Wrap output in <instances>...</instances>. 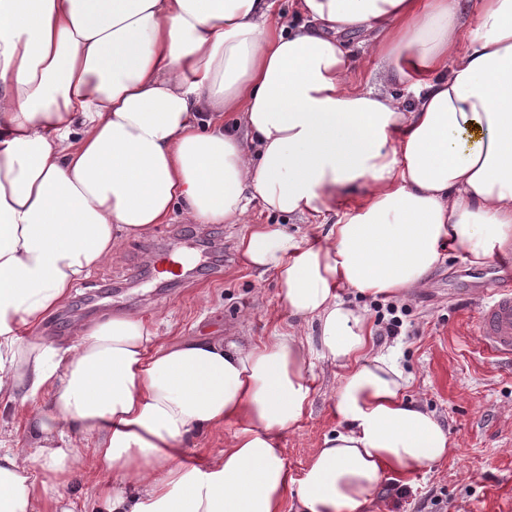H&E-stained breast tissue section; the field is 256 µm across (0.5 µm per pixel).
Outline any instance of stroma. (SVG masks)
Returning <instances> with one entry per match:
<instances>
[{
    "mask_svg": "<svg viewBox=\"0 0 512 512\" xmlns=\"http://www.w3.org/2000/svg\"><path fill=\"white\" fill-rule=\"evenodd\" d=\"M272 218L253 208L247 224ZM247 224L159 225L150 239L126 241L72 290L65 306L25 339L37 343L66 336L72 322L92 321L109 310L135 309L153 319L166 336L239 333L266 337L280 331L284 310L273 274L247 270L237 241ZM175 247L192 255V273L160 285L143 280L153 268V247ZM512 281V257L475 267L448 252L424 287L396 305L405 313L400 336H379L395 347L412 377L406 392L436 413L449 431L447 459L409 485L384 481L382 512H512V363L488 357L476 336L475 309L483 290ZM342 369L316 362L313 407L281 436L289 467L301 473L325 435L336 427L331 408ZM46 408L45 397L0 411V444L22 447L25 421Z\"/></svg>",
    "mask_w": 512,
    "mask_h": 512,
    "instance_id": "obj_1",
    "label": "stroma"
}]
</instances>
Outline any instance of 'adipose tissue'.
<instances>
[{
    "mask_svg": "<svg viewBox=\"0 0 512 512\" xmlns=\"http://www.w3.org/2000/svg\"><path fill=\"white\" fill-rule=\"evenodd\" d=\"M297 3L310 24L286 31L276 0H0V401L48 398L26 447L0 446V512H74L77 433L121 476L98 486L103 512H379L384 480L448 457L352 298L409 295L449 248L512 254V0ZM348 33L372 86L344 82ZM255 204L336 216L314 240L239 239L276 278L275 335L162 336L128 309L73 323V345L22 339L125 241L177 213L247 224ZM318 359L343 370L338 424L297 475L280 437L311 410ZM220 432L221 452L184 462Z\"/></svg>",
    "mask_w": 512,
    "mask_h": 512,
    "instance_id": "1",
    "label": "adipose tissue"
}]
</instances>
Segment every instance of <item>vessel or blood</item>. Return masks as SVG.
I'll return each instance as SVG.
<instances>
[{"instance_id":"vessel-or-blood-1","label":"vessel or blood","mask_w":512,"mask_h":512,"mask_svg":"<svg viewBox=\"0 0 512 512\" xmlns=\"http://www.w3.org/2000/svg\"><path fill=\"white\" fill-rule=\"evenodd\" d=\"M477 336L491 357L512 360V286H499L484 294Z\"/></svg>"}]
</instances>
